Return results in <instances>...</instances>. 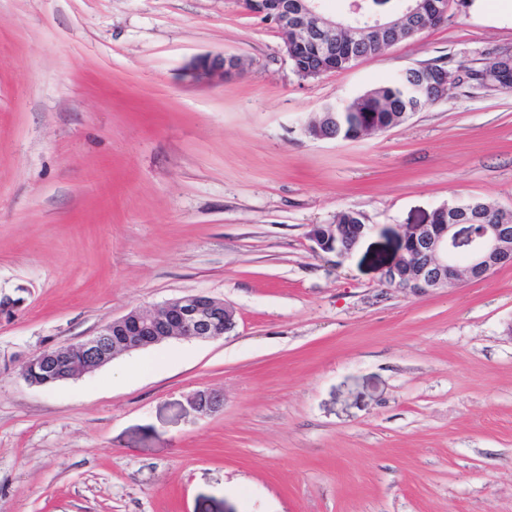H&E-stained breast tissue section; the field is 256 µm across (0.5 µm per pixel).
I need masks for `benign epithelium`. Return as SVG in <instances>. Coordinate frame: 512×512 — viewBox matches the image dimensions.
<instances>
[{"instance_id": "7a95c632", "label": "benign epithelium", "mask_w": 512, "mask_h": 512, "mask_svg": "<svg viewBox=\"0 0 512 512\" xmlns=\"http://www.w3.org/2000/svg\"><path fill=\"white\" fill-rule=\"evenodd\" d=\"M251 12L263 16L269 11L283 14L280 30L288 57L298 45L315 44L326 52L336 50L330 35L343 26L338 17L326 14L319 5L306 8V17L288 18L286 2L272 5L271 0H250ZM243 60L238 56L203 54L190 59L182 76L193 85L206 86L239 73ZM408 89L409 108L417 112L425 104V94L443 86L435 80L428 65L421 64L400 72ZM444 214V223H437ZM473 206L435 209L426 224H410L401 235L402 253L384 267L381 283L388 288L427 294L466 279L479 281L492 271L512 266V224H481L469 233L476 218ZM372 227L368 224H321L308 232L314 252L333 251L340 258L351 254L360 239ZM237 325L236 310L222 300L205 293L187 294L168 300L149 310L133 309L101 326L97 332L77 344L44 350L41 368L28 370L25 382L30 386L56 385L92 373L127 353L148 348L168 339L210 340L223 337ZM221 397L200 391L192 399L201 414L214 412Z\"/></svg>"}]
</instances>
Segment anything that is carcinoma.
<instances>
[{"mask_svg": "<svg viewBox=\"0 0 512 512\" xmlns=\"http://www.w3.org/2000/svg\"><path fill=\"white\" fill-rule=\"evenodd\" d=\"M397 15L405 18L399 28L393 32L392 41L396 42L405 38L412 26L422 24L433 27L443 21L442 16L429 12L425 16L413 19L406 16L405 10L411 5L409 0H398ZM351 24L365 31L362 37H357L346 30L335 33L336 52L324 53L311 48H303L297 51L295 61L292 62L294 70L303 78H316L323 74L344 70L349 67L348 59L355 56H375L389 45V40L373 31L374 21L371 15L364 11L354 13L351 16ZM468 77L483 76L497 83L501 89H512V69L499 67L489 63L481 68L466 70ZM355 111L358 114L373 120L372 126L378 128L396 127L404 123L408 116L405 115L404 92L396 81L387 80L384 83L365 91L354 100ZM319 130L324 134L329 132L338 139H359L367 135V125L354 117H348L336 128H331L329 120L324 114L310 124L309 131ZM474 204L480 207L478 215L480 221L493 224H512V211L491 207L479 200Z\"/></svg>", "mask_w": 512, "mask_h": 512, "instance_id": "1", "label": "carcinoma"}]
</instances>
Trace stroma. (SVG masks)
I'll return each instance as SVG.
<instances>
[{
  "label": "stroma",
  "instance_id": "stroma-1",
  "mask_svg": "<svg viewBox=\"0 0 512 512\" xmlns=\"http://www.w3.org/2000/svg\"><path fill=\"white\" fill-rule=\"evenodd\" d=\"M512 26L436 27L317 78L244 0H0V512H512V267L411 295L380 282L407 224L512 210V90L451 86L406 122L317 141L320 109L452 75ZM244 70L213 86L201 54ZM354 210L345 258L312 225ZM237 311L51 388L22 362L134 308ZM199 391L223 397L208 415ZM243 63L240 57L224 53L198 55L185 64L182 76L193 85H212L224 82V77L238 74ZM398 77L404 82L408 89L409 108L412 112H418L425 104V94L437 88H441L444 81L438 79L434 81L436 75L428 68V64H421L415 67L404 69Z\"/></svg>",
  "mask_w": 512,
  "mask_h": 512
}]
</instances>
